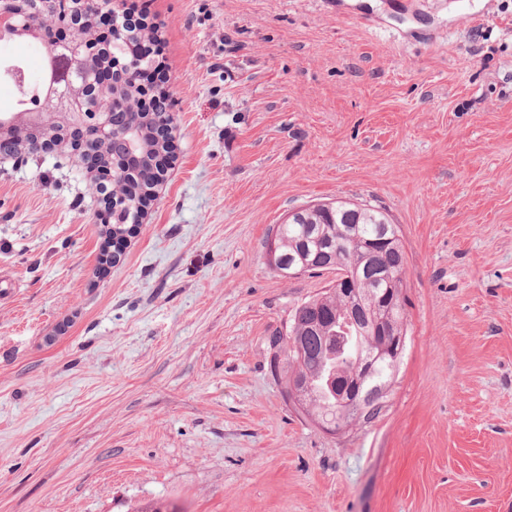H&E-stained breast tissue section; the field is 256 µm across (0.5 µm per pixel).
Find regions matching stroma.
I'll list each match as a JSON object with an SVG mask.
<instances>
[{
	"instance_id": "stroma-1",
	"label": "stroma",
	"mask_w": 512,
	"mask_h": 512,
	"mask_svg": "<svg viewBox=\"0 0 512 512\" xmlns=\"http://www.w3.org/2000/svg\"><path fill=\"white\" fill-rule=\"evenodd\" d=\"M133 2L174 150L121 259L70 148L0 160V512H512V0ZM337 200L398 224L408 298L339 436L268 344L336 275L265 256Z\"/></svg>"
}]
</instances>
